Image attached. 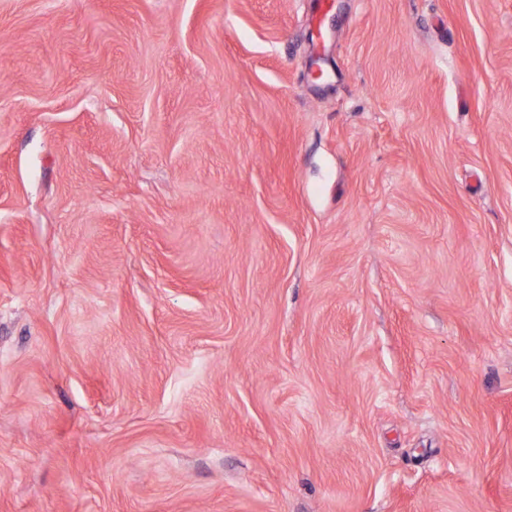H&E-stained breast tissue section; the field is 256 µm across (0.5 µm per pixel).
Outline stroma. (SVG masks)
<instances>
[{
  "label": "stroma",
  "instance_id": "35a3bbf8",
  "mask_svg": "<svg viewBox=\"0 0 512 512\" xmlns=\"http://www.w3.org/2000/svg\"><path fill=\"white\" fill-rule=\"evenodd\" d=\"M0 512H512V0H0Z\"/></svg>",
  "mask_w": 512,
  "mask_h": 512
}]
</instances>
